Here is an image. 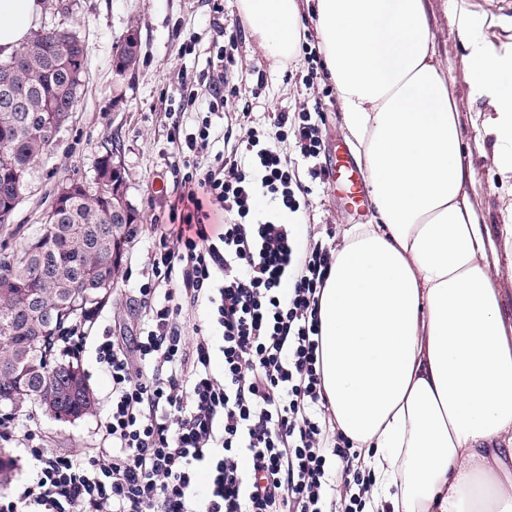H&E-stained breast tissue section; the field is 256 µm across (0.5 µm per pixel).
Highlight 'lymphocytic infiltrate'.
I'll list each match as a JSON object with an SVG mask.
<instances>
[{
  "label": "lymphocytic infiltrate",
  "mask_w": 512,
  "mask_h": 512,
  "mask_svg": "<svg viewBox=\"0 0 512 512\" xmlns=\"http://www.w3.org/2000/svg\"><path fill=\"white\" fill-rule=\"evenodd\" d=\"M224 86L219 63L185 100L206 98L207 116L170 134L173 190L149 228L150 273L132 298L144 313L138 331L126 344L99 338L112 394L103 447L61 454L25 432L35 471L0 494V512H363L372 482L332 428L319 364L331 248L277 216H255L259 191L279 213L307 209L291 159L255 133L198 162ZM276 124L292 131L310 178L326 181L311 114L283 112ZM233 210L239 222L225 223ZM201 307L205 318L191 322Z\"/></svg>",
  "instance_id": "f902f5d3"
}]
</instances>
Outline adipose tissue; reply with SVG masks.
Instances as JSON below:
<instances>
[{"label":"adipose tissue","mask_w":512,"mask_h":512,"mask_svg":"<svg viewBox=\"0 0 512 512\" xmlns=\"http://www.w3.org/2000/svg\"><path fill=\"white\" fill-rule=\"evenodd\" d=\"M287 57L297 0H238ZM44 0H0V57ZM318 48L368 174L373 224L337 251L319 300L322 383L378 488L370 512H512V333L489 264L512 224H482L425 0H315ZM492 161L512 172V50H475Z\"/></svg>","instance_id":"1"}]
</instances>
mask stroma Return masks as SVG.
<instances>
[{
    "mask_svg": "<svg viewBox=\"0 0 512 512\" xmlns=\"http://www.w3.org/2000/svg\"><path fill=\"white\" fill-rule=\"evenodd\" d=\"M210 0H44L41 24L77 32L88 48L85 85L75 112L57 147L41 158L27 179L25 196L12 223L0 225V258L29 239L49 208L59 183L70 176L93 181L103 144L115 142L121 153L129 186L128 197L137 211V232L127 246L120 272L106 305L92 328L86 329L79 367L93 396L89 413L72 422L54 420L39 405L0 408V417L13 418L15 426L36 428L48 447L61 453L85 452L98 447V425L111 396V384L94 352L103 331L129 335L123 310L127 297L147 279V254L152 243L147 228L165 210V189L171 184L168 135L173 125H196V115L183 112L185 85L197 81L212 67L216 55L214 14ZM223 23L233 27V76L224 97V114L212 119L215 129L228 128L233 138L245 137L235 115H251V128L261 142L272 143L288 158H297L294 140L280 136L275 117L281 112H309L317 124L327 154L347 148L348 133L342 121L335 85L316 50L315 16L302 6L300 40L289 59L270 55L238 10L237 0H223ZM431 30L439 46L440 62L454 89L466 154L477 177L472 195L480 221L512 224V173H500L491 162L494 144L474 128L478 114L489 112L475 80L468 78L470 54L485 46L512 47V0H426ZM465 11L471 22L469 42H462L454 17ZM140 38V62L116 72L112 59L129 29ZM193 36L194 51H185L182 36ZM303 185L311 184L306 164H299ZM304 218L316 238L341 246L355 226L374 221L370 204L348 208L339 192L312 186Z\"/></svg>",
    "mask_w": 512,
    "mask_h": 512,
    "instance_id": "obj_1",
    "label": "stroma"
}]
</instances>
